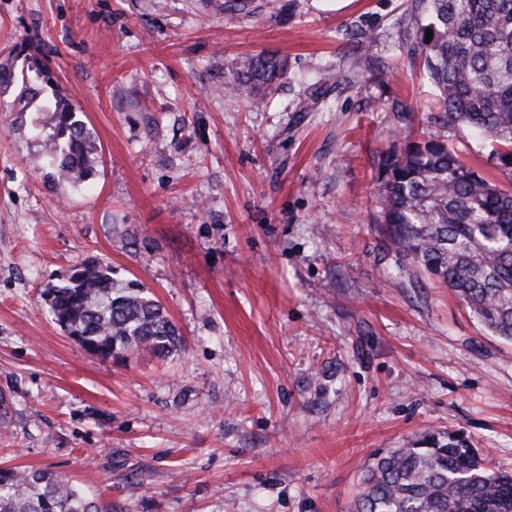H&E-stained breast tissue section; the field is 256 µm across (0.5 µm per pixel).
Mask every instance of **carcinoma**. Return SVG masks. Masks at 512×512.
Segmentation results:
<instances>
[{"label": "carcinoma", "mask_w": 512, "mask_h": 512, "mask_svg": "<svg viewBox=\"0 0 512 512\" xmlns=\"http://www.w3.org/2000/svg\"><path fill=\"white\" fill-rule=\"evenodd\" d=\"M418 4L422 73L441 105L427 122L487 140L495 164L512 178V0ZM282 73L278 58L257 55L225 90L253 98ZM52 121L42 148L53 178L78 184L97 160L93 135L67 103L56 105ZM377 202L389 242L452 290L492 335L512 343V188L466 164L435 131L382 156ZM43 295L55 324L102 360L135 349L166 359L185 348L160 302L119 285L98 259ZM0 512L108 510L57 473L1 466ZM352 512H512V475L488 467L463 435L428 433L372 454Z\"/></svg>", "instance_id": "cac0c4a2"}]
</instances>
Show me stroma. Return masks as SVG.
Wrapping results in <instances>:
<instances>
[{"mask_svg":"<svg viewBox=\"0 0 512 512\" xmlns=\"http://www.w3.org/2000/svg\"><path fill=\"white\" fill-rule=\"evenodd\" d=\"M419 21L413 0H0V465L109 512H351L373 451L428 432L512 473V344L378 221L382 154L439 109ZM263 53L285 63L263 105L226 98ZM59 98L100 151L76 187L42 155ZM444 134L507 183L490 145ZM91 258L184 350L102 360L61 331L42 292Z\"/></svg>","mask_w":512,"mask_h":512,"instance_id":"stroma-1","label":"stroma"}]
</instances>
